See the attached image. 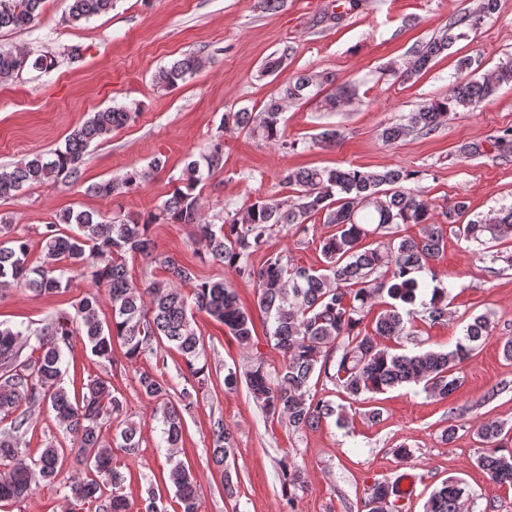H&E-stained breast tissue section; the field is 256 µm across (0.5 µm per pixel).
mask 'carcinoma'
Segmentation results:
<instances>
[{
    "instance_id": "1",
    "label": "carcinoma",
    "mask_w": 512,
    "mask_h": 512,
    "mask_svg": "<svg viewBox=\"0 0 512 512\" xmlns=\"http://www.w3.org/2000/svg\"><path fill=\"white\" fill-rule=\"evenodd\" d=\"M69 22L78 24L112 10L114 0H66ZM498 0H481L478 10L460 23L478 25L497 9ZM45 0H0V29H22L38 20ZM458 23V24H460ZM458 24L448 26L438 37L418 50L396 74L406 81L426 70L430 62L448 50L464 33ZM203 58L187 55L161 68L155 86L171 90L196 74ZM54 60L33 56L27 49L0 50V80L26 68L47 71ZM336 82V76L299 74L280 85L263 108L224 114V128H241L284 147L288 141L281 126L282 113L306 92ZM512 83V59L500 63L479 79L455 85L447 95L432 99L409 113L404 123L385 127L384 141L396 143L414 131L431 133L440 128L458 108H475L491 99L503 84ZM334 110L350 101V89L340 84L324 97ZM137 111L113 106L93 113L75 128L64 146L40 153L13 166H0V199H8L26 185L49 181L76 182L85 153L93 143L107 140L112 132L127 126ZM224 141L217 139L202 155V161L187 163L167 198L145 220L126 215L106 221L90 211L69 209L41 232L42 261L29 260L26 240L13 237L0 242V287L16 286L36 296L67 291L72 277L87 276L98 288H107L111 318L99 317V298L88 292L73 305L74 312L57 311L40 320L35 330L12 328L0 323V502L20 501L40 485L53 487L61 469L63 449L50 444L36 460L21 447L36 409L50 407L55 420L72 438L78 468L67 478L68 512H167L166 501L150 492L138 507L124 493V477L116 467L114 450L132 458L139 455L144 425L122 418L123 401L112 391V376L124 366L155 362L167 365L175 349L183 367L178 378L183 385L154 370L139 369L140 391L154 403V420L169 448V481L181 512H198L199 484L196 475L177 459L183 444L186 414L197 403V389L210 379L206 342L197 333L195 313H204L224 326V334L239 346L252 349L254 323L226 279L203 280L195 268L174 255L154 253L150 225L159 221L187 224L194 230L197 255L224 264V270L246 276L257 286V306L271 323L269 341L282 354L279 366L259 357L243 365L224 368V391L246 385L266 418L288 425L292 431L312 428L333 418L342 426L346 406L320 396L312 380L329 381L352 401L365 394H381L404 384L422 386L431 397L450 398L460 386L458 366L466 362L491 332L487 314L472 318L462 327L454 348L419 353L393 352L383 340L411 335L408 325L416 316L433 324L448 322V289L427 288L423 274L436 280L433 267L444 239L443 225L433 221V204L405 183L416 174L400 169L367 172L357 168H303L287 171L282 184L295 197L258 199L239 208L221 224L205 221L197 187L223 168ZM160 160L149 169H133L118 180L94 183L87 191L112 196L139 188L158 170ZM467 210L458 200L444 210L448 224L458 225L465 239L492 241L512 237V205L484 221L459 223ZM322 217L336 231L319 240L323 268L299 266L286 253H272L259 267L251 256L265 245L273 228L308 232V222ZM76 225L70 234L63 225ZM420 226V235L402 236L400 227ZM374 234L387 241L372 247L366 239ZM150 259L166 276L136 286L129 277L127 257ZM192 288L186 295L184 287ZM382 306L374 328L362 330L374 306ZM110 364L104 376L88 379L81 391L60 386L64 350L75 341ZM125 348L124 362L113 357L114 341ZM31 354H24L26 348ZM114 427L112 441L103 431ZM210 462L221 472L224 495L239 493L226 461L234 454L232 433L224 416L210 419ZM474 432L485 445L477 466L490 480L512 485V451H503L504 426L495 420L480 421ZM285 507H293L296 491L304 485L303 471L288 456L279 462ZM471 496L465 483L446 479L424 503V512H467Z\"/></svg>"
}]
</instances>
